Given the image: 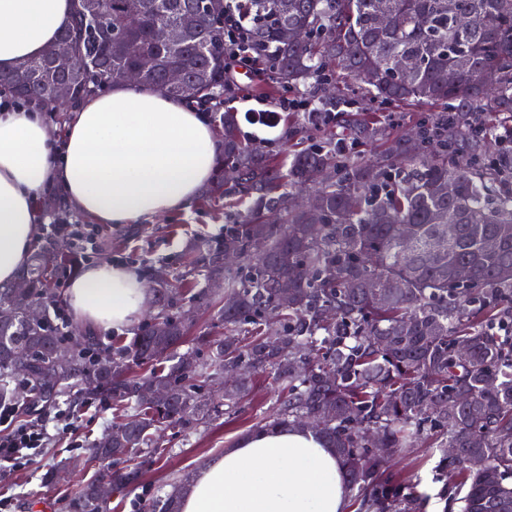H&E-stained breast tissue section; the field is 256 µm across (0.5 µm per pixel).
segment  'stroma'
Returning a JSON list of instances; mask_svg holds the SVG:
<instances>
[{"instance_id": "stroma-1", "label": "stroma", "mask_w": 512, "mask_h": 512, "mask_svg": "<svg viewBox=\"0 0 512 512\" xmlns=\"http://www.w3.org/2000/svg\"><path fill=\"white\" fill-rule=\"evenodd\" d=\"M237 79L246 90L229 100L228 105L238 113L242 137L258 146L272 140L282 149L298 147L305 135L297 124L283 121L268 127L251 119L255 112L278 111L283 90L273 88L260 73L245 66L240 67ZM344 89L357 98L358 108L336 112L326 130L345 139L353 153L364 160L390 153L398 141L414 138L422 126L435 123L443 112L439 105L379 104L360 96L353 81L345 82ZM483 118L491 127V134L471 139L462 152L449 154V165H483L497 156L499 144L493 132L503 116L487 112ZM240 210L234 194L209 201L201 199L190 212L176 211L149 224L96 225L95 243L112 261L139 272L149 273L152 266L159 264L177 272L184 268L188 242L222 236L225 224ZM277 399L276 385L267 375L258 374L237 407L226 410L223 416L190 434L167 429L158 440L160 454L154 455L143 470L144 492L166 495L183 476L196 474L243 435L256 431ZM121 415V407L76 386L55 403L20 407L18 422L41 417L47 423L49 436L31 462L19 468L0 469V497L11 499V512H67V502L78 485L99 471L98 465L87 461L92 444ZM437 440L435 431H426L410 448L394 456L389 467L393 478L402 482L404 492L421 500L423 512H448L457 507L463 495L457 471L446 468L434 449ZM69 464L75 467L72 478L50 486L43 482L46 471Z\"/></svg>"}]
</instances>
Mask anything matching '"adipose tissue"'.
Returning a JSON list of instances; mask_svg holds the SVG:
<instances>
[{
	"mask_svg": "<svg viewBox=\"0 0 512 512\" xmlns=\"http://www.w3.org/2000/svg\"><path fill=\"white\" fill-rule=\"evenodd\" d=\"M71 0H0V72L34 58L72 17ZM221 145L204 114L151 88L115 86L79 104L62 140L41 109L0 108V284L30 262L38 203L61 188L71 207L100 224H140L190 211L214 178ZM86 330L130 327L147 302L136 271L104 260L67 292ZM345 471L312 431L244 436L194 477L180 512H347Z\"/></svg>",
	"mask_w": 512,
	"mask_h": 512,
	"instance_id": "obj_1",
	"label": "adipose tissue"
}]
</instances>
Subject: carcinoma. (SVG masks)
Instances as JSON below:
<instances>
[{
	"label": "carcinoma",
	"mask_w": 512,
	"mask_h": 512,
	"mask_svg": "<svg viewBox=\"0 0 512 512\" xmlns=\"http://www.w3.org/2000/svg\"><path fill=\"white\" fill-rule=\"evenodd\" d=\"M167 2L102 0L112 23L129 28L124 49L112 52L86 30L83 0H75L60 36L99 64L74 84L77 100L93 95L102 78L120 83V70L145 54L180 65L199 82L197 97L205 104L239 89L227 63L230 44L216 21L200 19L176 55L156 38V28L174 16ZM378 2L222 0L220 8L243 25L235 43L248 48L243 61L293 92L354 79L363 95L383 104L512 113V0H386L391 21L384 27ZM469 15L483 24L463 27ZM287 26L312 37L289 41L282 35ZM400 59L415 61L413 76L398 73ZM351 104L325 101L319 112L297 113L298 124L318 132L334 109ZM220 121L222 163L237 170L235 189L247 205L239 220L224 225L223 236L187 248L188 270L224 280L233 299L216 312L224 336L198 337L191 365L180 362L178 348L188 331L185 313L206 300L203 291L187 301L179 285L151 279L158 312L112 351V368L97 361V341L88 336L71 365L56 369L52 353L67 339L49 309L58 303V268L77 265L81 245L38 248L21 275L28 288L0 289V350L29 355L20 369L0 358V406L18 402L20 372L34 402L70 391L76 380L129 409L104 433L109 441L100 438L90 448V459L105 471L75 493L72 512H106L97 481L110 482L115 492L135 490L142 458L157 453L162 431L189 433L224 414L259 373L271 374L281 389L263 427L303 428L309 416L329 411L319 435L356 490L357 512H421L417 499L388 477L386 464L428 428L439 432L442 460L463 476L460 512H512V191L493 190L481 169L450 167L439 158L458 144L441 118L423 129L422 152L408 163L363 161L346 143L318 135L278 160L241 140L238 113L226 110ZM450 178L451 195L442 191ZM298 186L313 188L319 209L292 197ZM448 213L455 217L454 240L438 249L437 217ZM405 224L415 227L411 241ZM257 236L261 253L252 248ZM230 247L239 253L234 268L222 262ZM459 265L471 270L465 283L454 278ZM377 289L387 296L383 305L373 300ZM34 306L42 310L38 319L28 315ZM227 365L239 380L224 386L221 402L204 386ZM134 366L144 371L134 374ZM150 383L164 385L169 398L148 403L138 389ZM473 458L487 468L470 466ZM180 495L177 488L140 496L137 512H179Z\"/></svg>",
	"instance_id": "1"
}]
</instances>
